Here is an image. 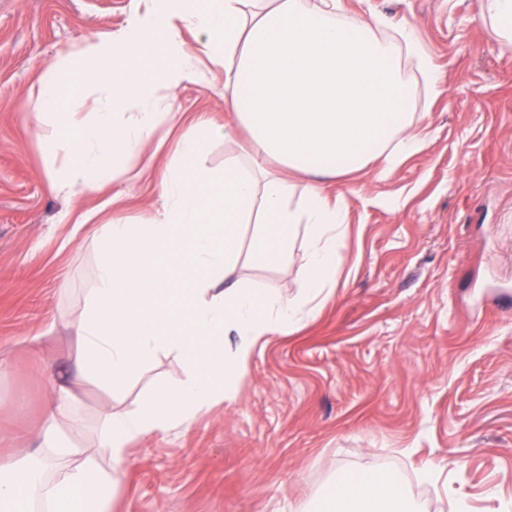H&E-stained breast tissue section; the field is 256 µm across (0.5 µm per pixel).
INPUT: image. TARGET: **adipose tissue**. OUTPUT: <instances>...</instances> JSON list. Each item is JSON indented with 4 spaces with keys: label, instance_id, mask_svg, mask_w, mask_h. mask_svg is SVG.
<instances>
[{
    "label": "adipose tissue",
    "instance_id": "adipose-tissue-1",
    "mask_svg": "<svg viewBox=\"0 0 512 512\" xmlns=\"http://www.w3.org/2000/svg\"><path fill=\"white\" fill-rule=\"evenodd\" d=\"M341 11L340 0H147L121 28L65 57L62 75L42 81L41 96L55 104L52 149L62 156L51 180L69 196L95 191V175L147 145L164 148L158 130L173 114L153 88L174 91L195 75L182 29L203 36L208 57L223 66L220 95L233 119H200L182 134L159 181L161 204L146 220L94 226L98 259L68 324L80 354L46 405L40 464H0V512H112L129 443L232 400L231 384L258 342L289 332L335 288L347 206L330 200L326 183L376 162L390 171L421 150L403 56L417 60L429 88L439 83L412 25L387 38L377 15L347 20ZM241 130L247 162L227 158L220 172L198 164L207 139ZM292 174L307 180L298 201ZM246 226L250 257L261 263L283 258L304 228L300 301L237 278ZM161 352L187 361L182 380L157 385L135 411L104 410L95 452L65 436L59 421L77 404L74 384L115 392ZM322 512L416 508L397 479L374 476L339 481Z\"/></svg>",
    "mask_w": 512,
    "mask_h": 512
}]
</instances>
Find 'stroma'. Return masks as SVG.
<instances>
[{"label":"stroma","mask_w":512,"mask_h":512,"mask_svg":"<svg viewBox=\"0 0 512 512\" xmlns=\"http://www.w3.org/2000/svg\"><path fill=\"white\" fill-rule=\"evenodd\" d=\"M346 16L410 23L437 70L411 62L423 149L329 182L348 206L333 292L305 321L263 339L235 397L195 421L134 440L112 512H319L337 478L400 480L420 512H498L512 499V51L476 21L478 0H342ZM131 0H0V462L36 455L55 380L68 375L96 253L72 214L136 224L158 204L169 156L131 158L99 192L68 197L40 98L48 67L92 33L118 29ZM199 66L172 100L178 138L198 116L227 121L223 70L184 32ZM119 202H112V195ZM302 243L286 264L242 256L245 278L299 296ZM161 352L116 394L78 384L76 435L92 444L105 408L133 411L187 373Z\"/></svg>","instance_id":"obj_1"}]
</instances>
